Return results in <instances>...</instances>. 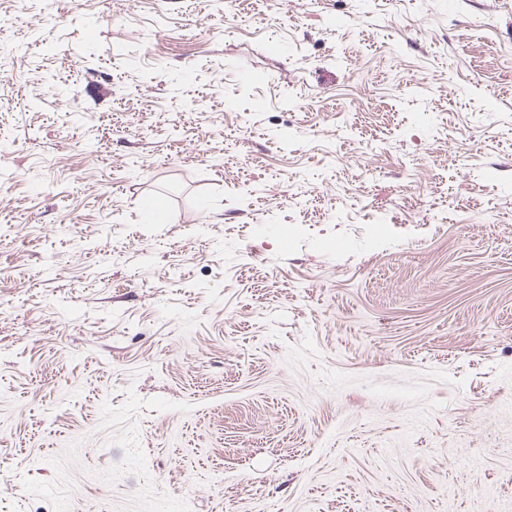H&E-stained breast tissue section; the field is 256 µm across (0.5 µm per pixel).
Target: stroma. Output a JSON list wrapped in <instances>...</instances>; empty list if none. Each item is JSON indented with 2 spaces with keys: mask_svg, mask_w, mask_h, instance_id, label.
<instances>
[{
  "mask_svg": "<svg viewBox=\"0 0 512 512\" xmlns=\"http://www.w3.org/2000/svg\"><path fill=\"white\" fill-rule=\"evenodd\" d=\"M0 512H512V0H0Z\"/></svg>",
  "mask_w": 512,
  "mask_h": 512,
  "instance_id": "obj_1",
  "label": "stroma"
}]
</instances>
